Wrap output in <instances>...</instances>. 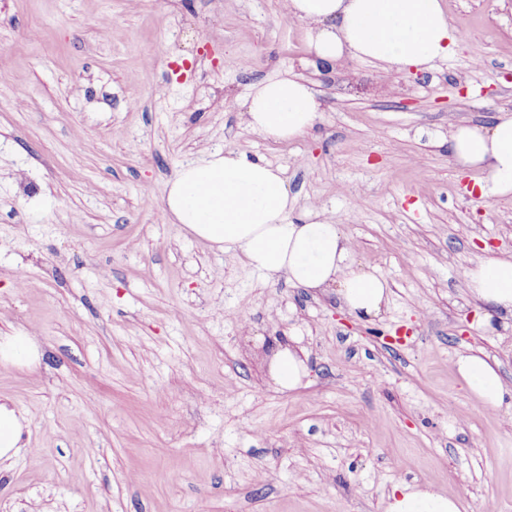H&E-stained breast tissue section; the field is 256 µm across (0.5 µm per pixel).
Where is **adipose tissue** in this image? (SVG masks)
I'll list each match as a JSON object with an SVG mask.
<instances>
[{"label": "adipose tissue", "mask_w": 512, "mask_h": 512, "mask_svg": "<svg viewBox=\"0 0 512 512\" xmlns=\"http://www.w3.org/2000/svg\"><path fill=\"white\" fill-rule=\"evenodd\" d=\"M290 21L305 24L311 53L325 62L349 56L374 61L386 71L426 68L448 57L458 38L440 0H285ZM320 103L295 76L250 86L242 117L265 139L291 141L313 129ZM456 163L481 172L485 199L512 195V113L487 125H461L451 135ZM296 198L280 168L235 148L183 165L163 198L167 219L210 247L239 252L245 264L267 277H282L314 292L336 289L345 310L370 319L387 307V281L355 258L354 244L330 216L292 214ZM471 294L487 309L512 312V258H488L464 273ZM466 389L484 407L504 401L498 370L482 355L456 363ZM458 500L428 488L398 484L386 512H461Z\"/></svg>", "instance_id": "obj_1"}]
</instances>
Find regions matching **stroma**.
Instances as JSON below:
<instances>
[{
    "label": "stroma",
    "instance_id": "stroma-1",
    "mask_svg": "<svg viewBox=\"0 0 512 512\" xmlns=\"http://www.w3.org/2000/svg\"><path fill=\"white\" fill-rule=\"evenodd\" d=\"M441 4L461 42L389 75L315 60L283 0H0V336L38 350L0 362L24 425L0 512H385L399 483L512 512V397L483 409L454 368L482 350L512 389V313L485 321L462 276L512 257V196L449 149L512 111V0ZM288 69L321 111L276 143L242 104ZM225 147L339 221L390 285L379 317L166 220L179 167ZM270 374L282 390L292 391L306 375V367L298 352L288 344V347L280 348L274 353Z\"/></svg>",
    "mask_w": 512,
    "mask_h": 512
}]
</instances>
